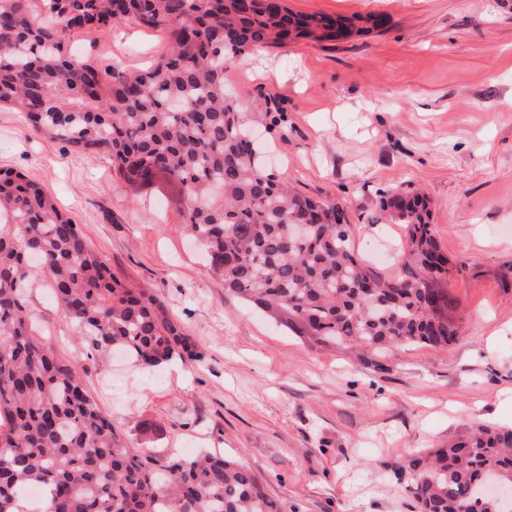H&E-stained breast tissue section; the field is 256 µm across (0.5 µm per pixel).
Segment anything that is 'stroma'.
<instances>
[{
    "label": "stroma",
    "mask_w": 512,
    "mask_h": 512,
    "mask_svg": "<svg viewBox=\"0 0 512 512\" xmlns=\"http://www.w3.org/2000/svg\"><path fill=\"white\" fill-rule=\"evenodd\" d=\"M286 3L386 22L240 56L226 89L246 108L264 94L282 101L278 172L302 194L348 204L354 250L376 274L401 269L403 228L381 200L427 194L458 339L392 350L381 370L309 346L209 273L185 235L176 182L133 188L106 156L38 136L2 108L0 170L44 186L117 277L151 290L201 358L147 369L79 354L48 292L33 302L52 345L78 356L86 389L131 442L161 424L156 448L224 453L285 512H414L396 465L480 425L512 428V0ZM167 47L165 33L127 21L107 35L80 30L64 52L102 70L137 69Z\"/></svg>",
    "instance_id": "stroma-1"
}]
</instances>
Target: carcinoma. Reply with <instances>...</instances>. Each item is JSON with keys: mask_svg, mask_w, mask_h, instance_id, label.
<instances>
[{"mask_svg": "<svg viewBox=\"0 0 512 512\" xmlns=\"http://www.w3.org/2000/svg\"><path fill=\"white\" fill-rule=\"evenodd\" d=\"M33 2L0 0V104L38 135L108 155L134 186L177 182L184 229L226 291L375 369L393 349L457 338L427 199L387 196L404 258L399 274L375 276L351 248L347 207L296 192L253 140L255 125L285 135L286 111L266 95L244 112L224 91L238 56L334 42L335 18L293 13L285 0H40L51 19L40 26ZM126 20L169 35L149 68L102 71L63 53L78 30L105 34ZM294 224L311 228L296 238ZM34 286L98 355L121 350L147 367L200 360L150 290L118 279L48 192L0 173V512H24L30 484L48 488L42 512H284L250 468L221 454L184 459L130 442L39 328ZM399 470L418 512H453L479 499L481 475L512 483V429L479 426Z\"/></svg>", "mask_w": 512, "mask_h": 512, "instance_id": "obj_1", "label": "carcinoma"}]
</instances>
